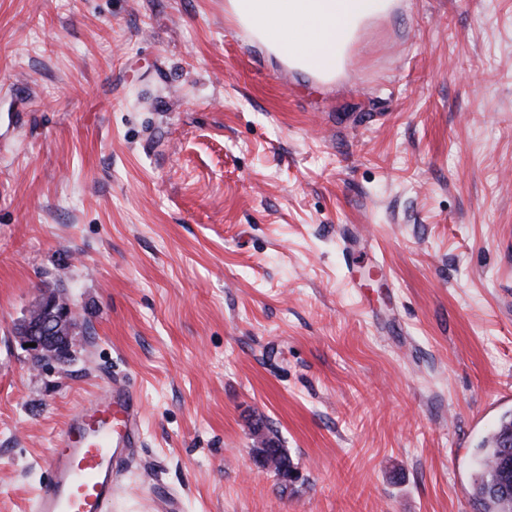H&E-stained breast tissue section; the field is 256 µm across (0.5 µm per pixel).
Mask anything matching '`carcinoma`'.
Masks as SVG:
<instances>
[{"mask_svg":"<svg viewBox=\"0 0 512 512\" xmlns=\"http://www.w3.org/2000/svg\"><path fill=\"white\" fill-rule=\"evenodd\" d=\"M511 430L512 415H505L477 446L473 496L479 512H512V447H503ZM266 443L258 449V460L272 463L274 475L283 482L293 471L287 451L271 438Z\"/></svg>","mask_w":512,"mask_h":512,"instance_id":"carcinoma-1","label":"carcinoma"}]
</instances>
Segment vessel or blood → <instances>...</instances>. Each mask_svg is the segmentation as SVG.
I'll return each mask as SVG.
<instances>
[{
	"label": "vessel or blood",
	"instance_id": "obj_1",
	"mask_svg": "<svg viewBox=\"0 0 512 512\" xmlns=\"http://www.w3.org/2000/svg\"><path fill=\"white\" fill-rule=\"evenodd\" d=\"M140 413L122 379L76 409L50 450L33 512H110L118 474L140 440Z\"/></svg>",
	"mask_w": 512,
	"mask_h": 512
}]
</instances>
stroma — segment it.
<instances>
[{
    "mask_svg": "<svg viewBox=\"0 0 512 512\" xmlns=\"http://www.w3.org/2000/svg\"><path fill=\"white\" fill-rule=\"evenodd\" d=\"M224 3L0 0V512L119 374L112 512H478L512 413V0H400L324 90ZM48 289L64 363L15 333ZM265 442L268 444L267 448H259L258 449V462L261 460H265L271 462L274 466V470L272 471L274 475L281 482H288L285 479L287 474L290 472H294L290 460L288 459L287 451L284 448H279V445H276V442L273 438L265 439ZM296 474H289L288 478L295 477Z\"/></svg>",
    "mask_w": 512,
    "mask_h": 512,
    "instance_id": "1",
    "label": "stroma"
}]
</instances>
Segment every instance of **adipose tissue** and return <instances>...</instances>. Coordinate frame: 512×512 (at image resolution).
Listing matches in <instances>:
<instances>
[{"label":"adipose tissue","mask_w":512,"mask_h":512,"mask_svg":"<svg viewBox=\"0 0 512 512\" xmlns=\"http://www.w3.org/2000/svg\"><path fill=\"white\" fill-rule=\"evenodd\" d=\"M398 0H225L224 10L254 45L314 84L344 75L365 27Z\"/></svg>","instance_id":"adipose-tissue-1"}]
</instances>
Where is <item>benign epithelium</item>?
<instances>
[{
    "instance_id": "obj_1",
    "label": "benign epithelium",
    "mask_w": 512,
    "mask_h": 512,
    "mask_svg": "<svg viewBox=\"0 0 512 512\" xmlns=\"http://www.w3.org/2000/svg\"><path fill=\"white\" fill-rule=\"evenodd\" d=\"M76 312L69 300L44 293L29 311L17 331L24 343H32L34 354L58 361L66 360L75 345Z\"/></svg>"
}]
</instances>
